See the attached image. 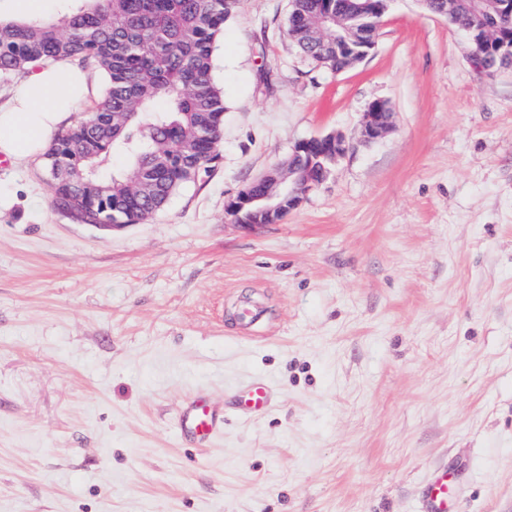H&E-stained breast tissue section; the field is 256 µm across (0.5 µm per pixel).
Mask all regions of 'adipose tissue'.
<instances>
[{"mask_svg":"<svg viewBox=\"0 0 512 512\" xmlns=\"http://www.w3.org/2000/svg\"><path fill=\"white\" fill-rule=\"evenodd\" d=\"M97 91V81L71 59L31 64L10 104L0 107V154L17 162L40 157L62 121Z\"/></svg>","mask_w":512,"mask_h":512,"instance_id":"obj_1","label":"adipose tissue"}]
</instances>
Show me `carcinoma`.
<instances>
[{
	"label": "carcinoma",
	"mask_w": 512,
	"mask_h": 512,
	"mask_svg": "<svg viewBox=\"0 0 512 512\" xmlns=\"http://www.w3.org/2000/svg\"><path fill=\"white\" fill-rule=\"evenodd\" d=\"M58 18L0 15V77L33 62L74 58L108 75L95 109L58 130L45 170L58 207L88 221L139 224L217 159L224 95L213 49L240 0H74ZM302 54L340 71L336 45L313 43L289 21ZM127 168H110L113 154Z\"/></svg>",
	"instance_id": "obj_1"
}]
</instances>
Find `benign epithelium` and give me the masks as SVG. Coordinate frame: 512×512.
Returning a JSON list of instances; mask_svg holds the SVG:
<instances>
[{
  "label": "benign epithelium",
  "instance_id": "benign-epithelium-1",
  "mask_svg": "<svg viewBox=\"0 0 512 512\" xmlns=\"http://www.w3.org/2000/svg\"><path fill=\"white\" fill-rule=\"evenodd\" d=\"M334 0H321L320 11L315 18L300 22L311 40L324 42L330 39L327 23L346 33L345 44L352 50L349 65L367 56V43L356 25H347L333 9ZM488 6L495 14L492 24L480 22L477 17L486 14L465 10L460 0H448L447 6L436 14L450 16L453 22L466 31L471 49V61L475 69L488 71L512 66V0H490ZM387 8L386 0H357L356 9L362 15H382ZM392 112L383 100L372 101L361 120L364 139L374 140L391 128ZM344 138L336 133L303 139L295 144L289 158L279 167L251 180L238 195L226 204L227 214L234 216L239 226L250 231L259 224H274L295 209L312 190L329 176L331 168L347 152Z\"/></svg>",
  "mask_w": 512,
  "mask_h": 512
}]
</instances>
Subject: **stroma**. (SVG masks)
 Instances as JSON below:
<instances>
[{
    "label": "stroma",
    "instance_id": "35a3bbf8",
    "mask_svg": "<svg viewBox=\"0 0 512 512\" xmlns=\"http://www.w3.org/2000/svg\"><path fill=\"white\" fill-rule=\"evenodd\" d=\"M291 0H240L214 50L219 162L104 234L0 163V512H512V69L389 0L374 50L333 72ZM381 99L393 129L363 141ZM347 154L277 224L225 210L303 139ZM266 307L245 332L239 298ZM264 381L270 409L239 416ZM200 394L224 433L181 442ZM289 34L295 45L302 54L316 62L322 67L333 71H341L345 65V55L342 50H336V42L333 45H320L308 40L301 35L299 30L294 27L293 19H289ZM422 512H447L448 510V473L436 471L427 485Z\"/></svg>",
    "mask_w": 512,
    "mask_h": 512
}]
</instances>
